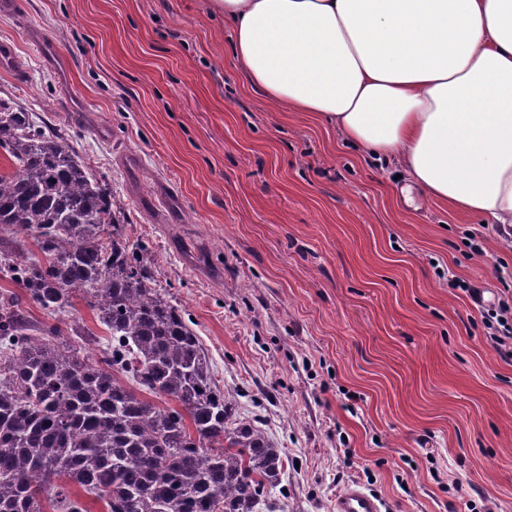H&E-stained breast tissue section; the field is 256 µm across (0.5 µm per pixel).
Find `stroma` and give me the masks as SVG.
Listing matches in <instances>:
<instances>
[{
    "instance_id": "obj_1",
    "label": "stroma",
    "mask_w": 512,
    "mask_h": 512,
    "mask_svg": "<svg viewBox=\"0 0 512 512\" xmlns=\"http://www.w3.org/2000/svg\"><path fill=\"white\" fill-rule=\"evenodd\" d=\"M1 43L0 99L109 184L237 419L283 449L263 512L350 484L382 512H512V362L448 286L493 303L511 244L270 102L213 0H19Z\"/></svg>"
}]
</instances>
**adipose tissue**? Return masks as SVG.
Masks as SVG:
<instances>
[{
  "label": "adipose tissue",
  "mask_w": 512,
  "mask_h": 512,
  "mask_svg": "<svg viewBox=\"0 0 512 512\" xmlns=\"http://www.w3.org/2000/svg\"><path fill=\"white\" fill-rule=\"evenodd\" d=\"M269 100L512 228V0H216Z\"/></svg>",
  "instance_id": "obj_1"
}]
</instances>
